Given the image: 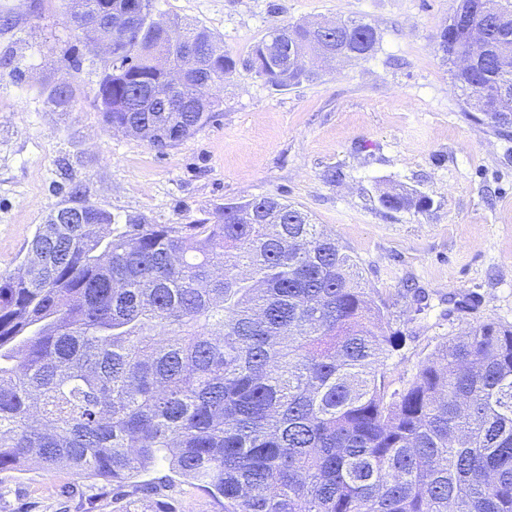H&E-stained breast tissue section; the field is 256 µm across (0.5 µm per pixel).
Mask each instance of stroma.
Segmentation results:
<instances>
[{"label":"stroma","mask_w":512,"mask_h":512,"mask_svg":"<svg viewBox=\"0 0 512 512\" xmlns=\"http://www.w3.org/2000/svg\"><path fill=\"white\" fill-rule=\"evenodd\" d=\"M155 18L208 29L239 66L214 88L213 118L158 149L107 131L94 102L105 55L81 46L67 0H0V273L25 258L39 224L71 185L118 224H189L225 204L275 195L324 225L355 257L402 345L387 359L393 388L466 324L512 325V124L467 112L439 34L455 0H153ZM363 20L380 42L366 58L295 88L245 67L286 23ZM73 88L71 108L47 102ZM400 187L423 210H390ZM166 463L137 484L167 481L149 512H222L173 482ZM133 487L32 464L0 472V512H126Z\"/></svg>","instance_id":"1"}]
</instances>
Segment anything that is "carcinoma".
<instances>
[{
    "mask_svg": "<svg viewBox=\"0 0 512 512\" xmlns=\"http://www.w3.org/2000/svg\"><path fill=\"white\" fill-rule=\"evenodd\" d=\"M469 62L451 71L464 110L512 122V0ZM246 65L277 87L324 45L328 68L379 44L361 20L321 40L286 24ZM171 47L148 25L112 44L95 95L110 129L172 147L216 103L166 112L133 73ZM208 69L236 71L222 53ZM72 90L48 103L65 110ZM392 210L423 198L386 192ZM240 216L195 224L40 225L25 261L0 274V472L28 462L126 481L158 461L224 512H512V326L469 324L439 344L402 388L382 371L403 337L356 260L324 225L274 196Z\"/></svg>",
    "mask_w": 512,
    "mask_h": 512,
    "instance_id": "1",
    "label": "carcinoma"
}]
</instances>
